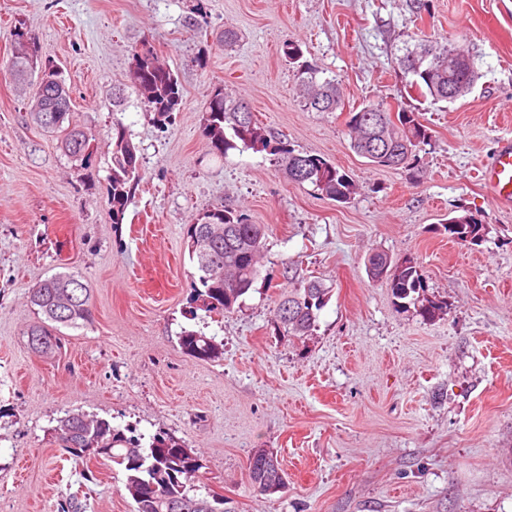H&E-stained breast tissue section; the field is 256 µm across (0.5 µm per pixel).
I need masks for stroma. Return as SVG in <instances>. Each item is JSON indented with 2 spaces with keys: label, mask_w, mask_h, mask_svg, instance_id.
<instances>
[{
  "label": "stroma",
  "mask_w": 512,
  "mask_h": 512,
  "mask_svg": "<svg viewBox=\"0 0 512 512\" xmlns=\"http://www.w3.org/2000/svg\"><path fill=\"white\" fill-rule=\"evenodd\" d=\"M17 30L62 69L71 120L96 138L91 168L28 119L8 76ZM147 35L182 89L163 126L130 79ZM287 40L339 80L345 111L299 104ZM427 40L472 55L480 77L465 98L408 96L399 59ZM219 86L290 148L351 176V198L290 181L265 151L213 154L201 118ZM400 100L430 143L410 167H370L350 147L347 111ZM116 117L142 159L120 224ZM509 136L512 0H429L419 17L409 0H0V512H63L73 492L81 512H133L122 468L76 463L55 439L69 412L183 442L202 456L195 494L222 493L227 512H512V210L478 179ZM224 206L267 226L263 267L240 308L192 320L186 229ZM461 215L486 224L482 243L449 240L445 222ZM377 251L413 260L442 311L423 317L371 280ZM68 270L89 283L94 320L43 357L25 336L29 290ZM292 274L332 290L304 340L275 330ZM185 327L223 340L222 359L184 354ZM258 448L280 455L279 492L250 482Z\"/></svg>",
  "instance_id": "35a3bbf8"
}]
</instances>
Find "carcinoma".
Instances as JSON below:
<instances>
[{
  "instance_id": "cac0c4a2",
  "label": "carcinoma",
  "mask_w": 512,
  "mask_h": 512,
  "mask_svg": "<svg viewBox=\"0 0 512 512\" xmlns=\"http://www.w3.org/2000/svg\"><path fill=\"white\" fill-rule=\"evenodd\" d=\"M283 56L296 66L298 82L296 94L308 110L335 112L343 108L340 83L335 78L320 77L317 65L304 59L300 45L283 44ZM404 73L412 76L406 88L419 96L434 101H457L471 91L479 78L473 58L452 43L437 45L420 43L401 58ZM38 67L35 44L25 40V33L16 31L10 72L15 78ZM131 79L138 100L145 111L154 114L158 122L169 119L180 105L182 92L172 71L158 61L149 38L131 53ZM459 91L448 97V86ZM246 102L236 99L218 87L210 95L203 113L202 132L213 153L224 156L232 149L267 151L287 176H292L291 158L304 160L309 175L304 182L313 185L322 194L338 201L350 199L354 181L333 163L319 155L300 153L284 141H275L259 125L253 112H245ZM377 122L367 119V113L353 109L348 112L346 125L350 146L367 163L377 168L403 167L406 156L416 157L421 147L428 144L429 129L420 121L419 114L403 104L392 107L384 102H372ZM34 123L61 139L65 154L86 170L95 161V151L89 149L93 135L77 127L49 125L46 112H32ZM112 166L110 173V205L112 223H123L132 193L140 180L141 162L138 149L132 142L123 122L112 121ZM222 229L211 244L202 247L200 240L208 238L212 225ZM448 237L463 245L482 242L486 225L475 220L458 224L448 221ZM187 237L192 261L196 264L198 282L193 285L190 298L191 317L197 311L208 314L230 312L243 302L260 274V259L266 248V227L252 223L246 214L235 209L206 210L189 225ZM373 280L386 281L394 298L418 301L414 294L422 288L423 279L410 261L391 267V259L384 252H375L367 260ZM77 284L70 289L67 302L60 301L64 285ZM332 289L318 279L293 282L274 308V323L278 333L305 339L314 335L321 310L330 299ZM31 304L36 307L38 321L26 331L28 336H42L45 347L60 348L63 328H82L93 322L91 289L77 271L58 273L31 289ZM184 354L202 360H218L224 355V343L216 336L183 328L178 336ZM57 440L70 455L85 460L86 448H104L99 455L123 467L126 473L125 490L133 500L134 512H216L217 501L223 494L211 491L204 496L190 494L191 485L199 479L202 463L185 454L184 445L161 435L133 439L121 427L106 418L83 413L67 414L55 428ZM249 477L255 490L274 494L285 486L287 474L281 464L257 467L249 465Z\"/></svg>"
}]
</instances>
